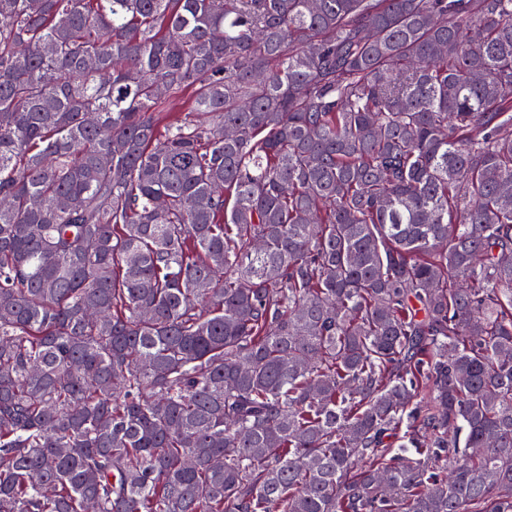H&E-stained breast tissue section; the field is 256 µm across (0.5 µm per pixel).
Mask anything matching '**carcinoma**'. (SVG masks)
Masks as SVG:
<instances>
[{
  "mask_svg": "<svg viewBox=\"0 0 512 512\" xmlns=\"http://www.w3.org/2000/svg\"><path fill=\"white\" fill-rule=\"evenodd\" d=\"M0 512H512V0H0Z\"/></svg>",
  "mask_w": 512,
  "mask_h": 512,
  "instance_id": "obj_1",
  "label": "carcinoma"
}]
</instances>
